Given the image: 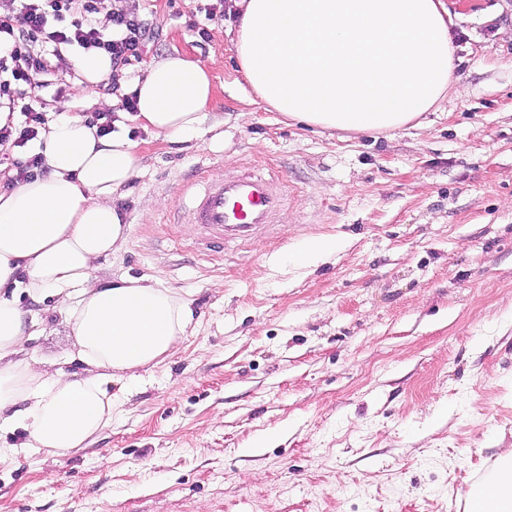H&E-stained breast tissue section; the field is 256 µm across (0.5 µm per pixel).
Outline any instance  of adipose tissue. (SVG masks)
<instances>
[{
	"label": "adipose tissue",
	"mask_w": 512,
	"mask_h": 512,
	"mask_svg": "<svg viewBox=\"0 0 512 512\" xmlns=\"http://www.w3.org/2000/svg\"><path fill=\"white\" fill-rule=\"evenodd\" d=\"M239 69L257 98L284 115L356 134L402 128L430 111L451 83L452 17L445 0H234ZM132 119L176 139L202 136L211 79L198 61H150L131 88ZM43 134L47 175L0 193V431L24 430L26 447L61 456L112 419V379L172 356L187 335V301L146 278L96 281L126 226L114 195L140 171L125 132L100 137L62 104ZM58 297L76 355L93 373L20 360L25 327L16 292ZM470 512H512V448L468 492Z\"/></svg>",
	"instance_id": "adipose-tissue-1"
}]
</instances>
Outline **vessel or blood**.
<instances>
[{"mask_svg": "<svg viewBox=\"0 0 512 512\" xmlns=\"http://www.w3.org/2000/svg\"><path fill=\"white\" fill-rule=\"evenodd\" d=\"M281 205L282 197L270 178L244 175L207 181L191 196L190 221L208 236L243 238L269 224Z\"/></svg>", "mask_w": 512, "mask_h": 512, "instance_id": "obj_1", "label": "vessel or blood"}]
</instances>
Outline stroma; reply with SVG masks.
I'll return each mask as SVG.
<instances>
[{"instance_id": "obj_1", "label": "stroma", "mask_w": 512, "mask_h": 512, "mask_svg": "<svg viewBox=\"0 0 512 512\" xmlns=\"http://www.w3.org/2000/svg\"><path fill=\"white\" fill-rule=\"evenodd\" d=\"M445 3L452 83L418 127L355 136L261 103L232 0H139L156 36L117 93L32 86L52 122L63 101L118 113L147 62L180 53L213 97L195 139L125 121L142 173L114 196L127 241L94 271L175 290L191 332L113 380L84 448L1 455L0 512H460L512 448V0ZM249 173L278 177L284 204L204 248L183 188ZM320 238L332 252L297 262ZM20 304L40 327L25 359L85 377L57 301Z\"/></svg>"}]
</instances>
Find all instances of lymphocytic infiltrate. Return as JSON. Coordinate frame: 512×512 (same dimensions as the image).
Listing matches in <instances>:
<instances>
[{
    "label": "lymphocytic infiltrate",
    "mask_w": 512,
    "mask_h": 512,
    "mask_svg": "<svg viewBox=\"0 0 512 512\" xmlns=\"http://www.w3.org/2000/svg\"><path fill=\"white\" fill-rule=\"evenodd\" d=\"M19 10L0 13V108L19 111V119L0 125V189L45 175L41 154L27 150L48 119L43 109L26 103L24 84L31 73L57 74L67 49L99 52L113 66L141 59L153 31L137 9L108 11L110 33L93 17L107 11V0H20Z\"/></svg>",
    "instance_id": "obj_1"
}]
</instances>
